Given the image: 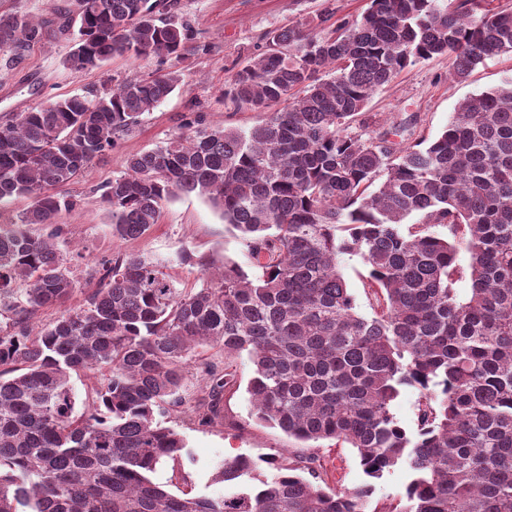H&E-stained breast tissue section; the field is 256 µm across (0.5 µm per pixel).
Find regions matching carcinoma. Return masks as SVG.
<instances>
[{"label": "carcinoma", "mask_w": 512, "mask_h": 512, "mask_svg": "<svg viewBox=\"0 0 512 512\" xmlns=\"http://www.w3.org/2000/svg\"><path fill=\"white\" fill-rule=\"evenodd\" d=\"M329 20L315 34L270 32L268 51L235 74L224 95L266 113L261 122L212 127L195 113L129 156L101 195L122 240L146 235L176 194L206 197L248 248L250 273L226 259L203 269L202 287L180 289L159 260L119 251L67 309L77 283L60 229L31 231L76 205L58 189L179 74L91 88L0 125V202L31 200L20 222L0 223V512H365L375 481L397 468L410 480L380 512H512V77L462 102L432 140L406 138L415 117L382 131L364 118L374 91L418 60L446 56L464 79L512 54V7L370 0L358 20ZM75 23L64 60L75 70L179 56L193 36L179 0H78ZM41 34L0 13V53ZM346 254L367 269L369 316L341 271ZM50 308L56 321L33 330ZM214 348L224 365L203 360ZM243 357L253 415L302 450L272 457L260 481L252 458L224 461L218 497L154 483L186 448L157 415L168 406L215 422ZM198 361L203 394L190 401L185 373ZM81 374L95 382L79 411ZM403 386L420 393L413 430L392 412ZM325 441L355 449L369 481L326 491Z\"/></svg>", "instance_id": "obj_1"}]
</instances>
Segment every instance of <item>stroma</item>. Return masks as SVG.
<instances>
[{
  "label": "stroma",
  "mask_w": 512,
  "mask_h": 512,
  "mask_svg": "<svg viewBox=\"0 0 512 512\" xmlns=\"http://www.w3.org/2000/svg\"><path fill=\"white\" fill-rule=\"evenodd\" d=\"M180 4L194 29L185 59L115 58L97 70L75 71L64 64L72 47L64 26L76 0H0V11L57 22L54 31L40 37L16 60L0 54V124L48 99L81 94L115 79L145 78L159 71H175L182 77L180 87L146 115L141 125L116 148L94 158L82 176L65 188L66 194L79 201L60 219L58 245L78 280L67 308L82 304L86 288L92 285V269L119 250L141 251L164 260L166 273L180 288L201 287V264L207 260L219 264L228 258L250 269L246 246L227 231L220 213L204 197L177 195L165 203L158 223L144 237L125 241L112 235V218L101 202V187L124 172L129 155L151 150L168 139L185 115L201 112L208 123L232 128L254 125L262 119V112L236 109L220 96L235 73L265 50L267 33L289 24L317 25L324 10L334 18L352 21L362 16L369 0H180ZM508 76H512V55L488 60L462 80L449 74L447 58L420 60L378 88L366 112L386 128L418 115V135L431 139L447 125L460 101L499 85ZM237 374L239 387L224 397L221 422L202 426L194 418L181 416L176 429L185 440L186 453L180 462L158 464L151 475L154 483L175 494L217 496L224 492L223 483L214 479L222 461L244 454L261 460L260 471L265 474L269 471L266 457L294 448V440L279 428L255 422L245 390L252 375L246 360H238ZM324 455L330 486L352 489L365 483L353 449L334 447Z\"/></svg>",
  "instance_id": "stroma-1"
}]
</instances>
